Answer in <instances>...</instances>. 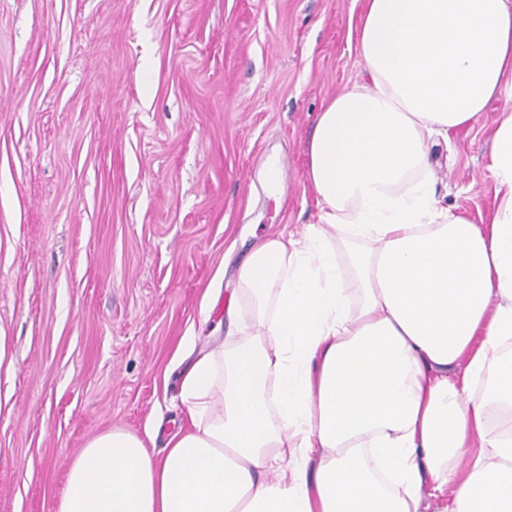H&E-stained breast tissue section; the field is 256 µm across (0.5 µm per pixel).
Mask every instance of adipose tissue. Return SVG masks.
<instances>
[{"mask_svg": "<svg viewBox=\"0 0 512 512\" xmlns=\"http://www.w3.org/2000/svg\"><path fill=\"white\" fill-rule=\"evenodd\" d=\"M352 35L367 80L306 144L316 223L239 267L237 338L184 374L165 455L95 438L58 512H512V0H363ZM494 100L478 223L429 145Z\"/></svg>", "mask_w": 512, "mask_h": 512, "instance_id": "adipose-tissue-1", "label": "adipose tissue"}]
</instances>
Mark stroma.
Here are the masks:
<instances>
[{
	"label": "stroma",
	"instance_id": "1",
	"mask_svg": "<svg viewBox=\"0 0 512 512\" xmlns=\"http://www.w3.org/2000/svg\"><path fill=\"white\" fill-rule=\"evenodd\" d=\"M361 6L0 0V512H57L102 433L165 454L239 264L317 221L305 146L362 78ZM496 112L430 148L442 206L474 219Z\"/></svg>",
	"mask_w": 512,
	"mask_h": 512
}]
</instances>
